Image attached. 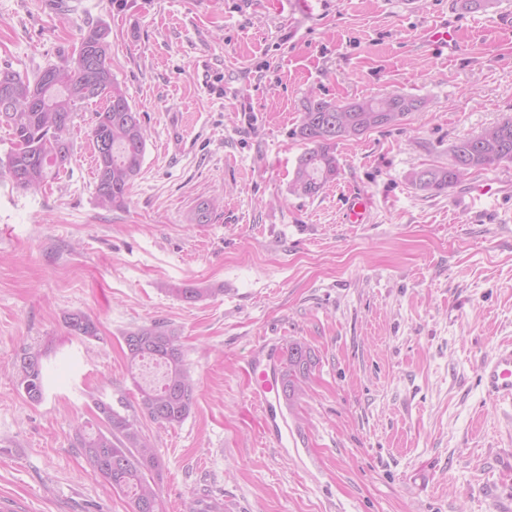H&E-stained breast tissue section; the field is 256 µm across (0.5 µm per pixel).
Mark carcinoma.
<instances>
[{
  "label": "carcinoma",
  "instance_id": "cac0c4a2",
  "mask_svg": "<svg viewBox=\"0 0 512 512\" xmlns=\"http://www.w3.org/2000/svg\"><path fill=\"white\" fill-rule=\"evenodd\" d=\"M107 37L105 26L88 28L72 55L37 71L31 78L8 68L0 69V125L8 128L13 144L5 167L17 186L37 188L65 168L72 155L68 135L77 111L81 105L98 99L105 101V106L94 113L89 132L95 152L96 198L104 208L126 206L130 187L141 172L147 131L140 113L112 75ZM426 104L425 98L406 93L340 103L316 95L307 97L300 123L292 132L306 148L297 159L290 191L298 196L317 194L340 174L338 141L399 125ZM449 152L448 165L413 173L412 183L417 189L440 193L474 171L512 163V117L455 141ZM218 205L217 197L198 202L189 221L209 223ZM169 292L191 304L204 300L214 289L188 284L175 286ZM65 323L72 336H99L97 322L84 312L68 314ZM123 342L130 368L150 360L163 368V376L157 384L133 380L138 399L130 414H122L102 400L95 402L99 426L91 434L76 427L75 444L112 490L128 497L129 512H160L155 477L159 476L161 463L141 421L165 428L181 424L194 406L196 381L177 336L164 324H143L126 332ZM283 352L278 373L280 392L292 407L304 394L315 358L299 340L288 341ZM19 367L27 398L41 401L45 386L40 351L23 350ZM224 509V500L208 492L195 496L190 506V512Z\"/></svg>",
  "mask_w": 512,
  "mask_h": 512
}]
</instances>
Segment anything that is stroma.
Segmentation results:
<instances>
[{
	"instance_id": "obj_1",
	"label": "stroma",
	"mask_w": 512,
	"mask_h": 512,
	"mask_svg": "<svg viewBox=\"0 0 512 512\" xmlns=\"http://www.w3.org/2000/svg\"><path fill=\"white\" fill-rule=\"evenodd\" d=\"M512 0H0V69L71 55L104 25L112 72L147 130L126 208L95 193L89 127L39 190L0 167V512H127L74 444L95 401L136 403L122 337L171 329L197 381L180 425L144 422L161 461L163 512L207 489L227 512H512V404L488 396L479 361L512 343V163L442 193L411 182L456 139L512 115ZM455 30L454 52L429 29ZM402 92L427 107L336 145L340 174L289 191L309 95ZM491 184L477 197L473 188ZM365 194L368 221L347 224ZM223 196L206 224L187 216ZM211 289L188 304L175 285ZM82 311L98 338L71 336ZM295 339L316 356L284 415L280 449L251 395L248 361ZM42 354L28 400L18 358Z\"/></svg>"
}]
</instances>
